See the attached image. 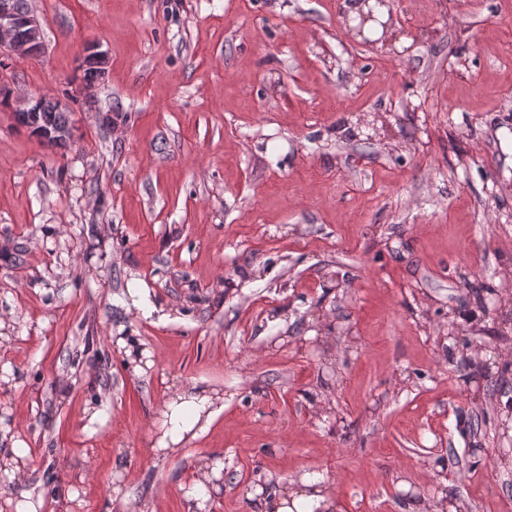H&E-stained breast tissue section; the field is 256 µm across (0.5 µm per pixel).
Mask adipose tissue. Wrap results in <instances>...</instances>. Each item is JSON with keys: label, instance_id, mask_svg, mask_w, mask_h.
<instances>
[{"label": "adipose tissue", "instance_id": "1", "mask_svg": "<svg viewBox=\"0 0 512 512\" xmlns=\"http://www.w3.org/2000/svg\"><path fill=\"white\" fill-rule=\"evenodd\" d=\"M212 400L189 390L171 397L160 412V450L172 453L186 433L191 432L209 416ZM259 512H336L337 504L319 486L318 482L304 477L299 484L283 487L267 493L258 500Z\"/></svg>", "mask_w": 512, "mask_h": 512}]
</instances>
